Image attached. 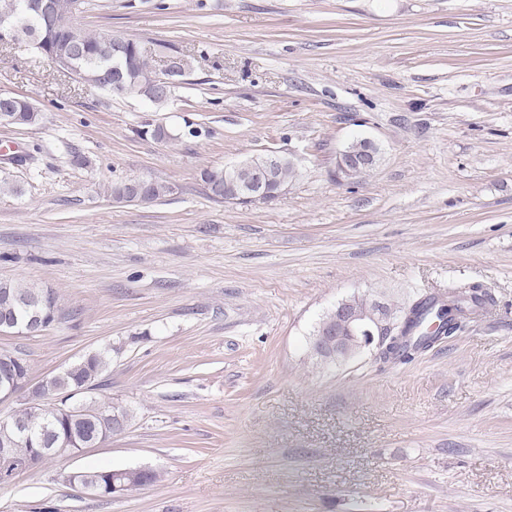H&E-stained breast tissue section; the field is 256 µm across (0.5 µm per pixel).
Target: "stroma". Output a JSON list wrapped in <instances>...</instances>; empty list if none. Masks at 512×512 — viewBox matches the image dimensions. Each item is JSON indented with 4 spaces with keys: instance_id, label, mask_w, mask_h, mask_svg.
Returning a JSON list of instances; mask_svg holds the SVG:
<instances>
[{
    "instance_id": "stroma-1",
    "label": "stroma",
    "mask_w": 512,
    "mask_h": 512,
    "mask_svg": "<svg viewBox=\"0 0 512 512\" xmlns=\"http://www.w3.org/2000/svg\"><path fill=\"white\" fill-rule=\"evenodd\" d=\"M92 2L87 30L193 69L157 106L0 43V93L42 114L0 125L17 147L0 155V279L61 308L0 351L37 382L111 348L84 397L133 419L0 484V512H512V0ZM356 138L380 160L348 179ZM269 153L299 171L275 201L216 200L200 179ZM135 179L174 191L115 202ZM473 284L493 304L410 363L312 351L350 296ZM133 467L162 478L117 499L63 481Z\"/></svg>"
}]
</instances>
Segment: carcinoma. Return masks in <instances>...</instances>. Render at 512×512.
I'll return each instance as SVG.
<instances>
[{"instance_id": "obj_1", "label": "carcinoma", "mask_w": 512, "mask_h": 512, "mask_svg": "<svg viewBox=\"0 0 512 512\" xmlns=\"http://www.w3.org/2000/svg\"><path fill=\"white\" fill-rule=\"evenodd\" d=\"M51 7L41 15L29 13L27 0H0V18L15 17L19 21L17 34L36 43L35 49L51 62L67 58V70L80 83L106 90L113 96L133 95L161 105L168 100L172 89L165 87L159 73L150 64V54L137 40L120 33L106 31L90 34L83 29L72 32L69 28L71 0H50ZM41 113L27 99L0 95V124L27 128L39 124ZM201 180L211 186V194L224 198V169L206 168ZM173 187L167 183L144 180L112 184V197L117 200L136 199L141 204H151L171 194ZM22 297L34 299L36 309L42 314L44 326L55 321L60 310L58 296L50 289L34 285L0 281V318L15 314L26 317L28 309L17 305ZM494 302L485 289L471 286L450 288L448 296L424 295L397 310L388 309L387 316L397 321L413 315L405 332L410 334L396 347L389 358L393 363H406L416 355L441 340L461 330L471 319ZM111 361V351L93 352L77 361L79 368L73 373H56L48 381L45 396L24 410L19 419L40 435L43 430L55 427L66 434L81 437L88 431L79 422L59 409L55 395L79 391L85 382H92L102 375ZM112 471L84 470L77 475L67 474L63 480L71 486H84L87 482Z\"/></svg>"}]
</instances>
